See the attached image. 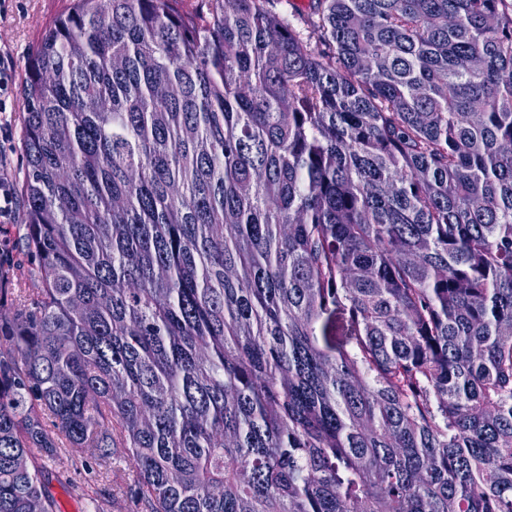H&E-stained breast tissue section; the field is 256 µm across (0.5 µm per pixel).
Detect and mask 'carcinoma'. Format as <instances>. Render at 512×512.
<instances>
[{"label":"carcinoma","mask_w":512,"mask_h":512,"mask_svg":"<svg viewBox=\"0 0 512 512\" xmlns=\"http://www.w3.org/2000/svg\"><path fill=\"white\" fill-rule=\"evenodd\" d=\"M184 2L29 58L0 512L68 445L147 512H512V3Z\"/></svg>","instance_id":"carcinoma-1"}]
</instances>
